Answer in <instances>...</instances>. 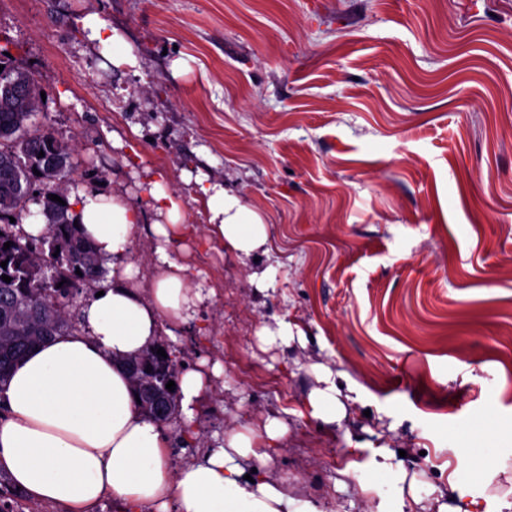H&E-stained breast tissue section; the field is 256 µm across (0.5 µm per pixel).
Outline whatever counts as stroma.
Wrapping results in <instances>:
<instances>
[{
	"label": "stroma",
	"mask_w": 512,
	"mask_h": 512,
	"mask_svg": "<svg viewBox=\"0 0 512 512\" xmlns=\"http://www.w3.org/2000/svg\"><path fill=\"white\" fill-rule=\"evenodd\" d=\"M88 14L138 70L100 54ZM4 48L45 94L33 128L71 150L68 191L144 208L160 171L188 215L166 248L206 297L158 344L217 372L165 427L170 472L276 417L264 472L289 495L375 512L387 447L407 453L404 512H435L462 434L494 420L471 446L502 466L468 488L512 489V0H0ZM188 172L263 216L267 254H225ZM158 243L142 226L131 254L146 292ZM257 268L274 288L251 287ZM278 320L289 345L262 348ZM316 364L360 394L341 425L309 416Z\"/></svg>",
	"instance_id": "obj_1"
}]
</instances>
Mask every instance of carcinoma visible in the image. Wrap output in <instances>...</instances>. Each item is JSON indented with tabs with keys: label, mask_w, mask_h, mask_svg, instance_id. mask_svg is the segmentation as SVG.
I'll use <instances>...</instances> for the list:
<instances>
[{
	"label": "carcinoma",
	"mask_w": 512,
	"mask_h": 512,
	"mask_svg": "<svg viewBox=\"0 0 512 512\" xmlns=\"http://www.w3.org/2000/svg\"><path fill=\"white\" fill-rule=\"evenodd\" d=\"M0 382L14 365L45 340L77 330L66 308L84 286L103 272L93 247L77 233L67 214L68 206L50 200L54 194L68 201L65 183L71 163L69 148L49 132L30 129L29 120L41 103L33 75L11 66L8 53L0 49ZM44 156H39V153ZM41 176H36L34 171ZM39 178L37 202L42 206L46 233L67 251L53 256L41 247L42 239H30L14 230L33 196V180ZM15 222H10V219ZM9 242V249L4 243ZM45 265L56 269L55 279L37 283L33 270ZM81 274H76V271ZM21 494L0 473V512H14V499Z\"/></svg>",
	"instance_id": "cac0c4a2"
}]
</instances>
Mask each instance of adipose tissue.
I'll list each match as a JSON object with an SVG mask.
<instances>
[{"instance_id": "adipose-tissue-1", "label": "adipose tissue", "mask_w": 512, "mask_h": 512, "mask_svg": "<svg viewBox=\"0 0 512 512\" xmlns=\"http://www.w3.org/2000/svg\"><path fill=\"white\" fill-rule=\"evenodd\" d=\"M102 54L117 67L137 69L139 61L116 30L97 15L83 18ZM163 174L150 183V206L157 235L181 233L186 215L166 188ZM209 233L225 251L247 260L266 251L263 217L219 183L201 186ZM70 215L112 268V285L82 311L83 328L57 336L32 350L0 383V471L31 499L66 512H85L108 494L125 498L129 512L151 502L157 512H321L311 501L288 495L255 471L287 428L275 418L259 428L234 431L222 447L184 465L168 477V440L160 424L139 410L122 362L153 348L163 317L180 322L196 301L186 268L160 256L162 265L150 293H142L129 259L144 214L126 196L80 192ZM319 382L309 395L311 418L341 423L346 407L335 374L318 367ZM377 512H403L392 497L406 473L393 450L376 448Z\"/></svg>"}]
</instances>
